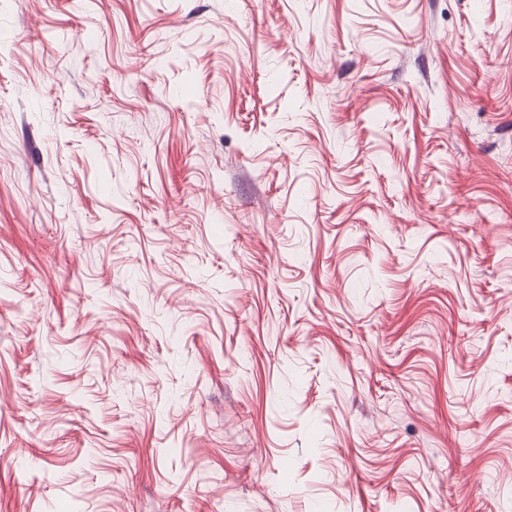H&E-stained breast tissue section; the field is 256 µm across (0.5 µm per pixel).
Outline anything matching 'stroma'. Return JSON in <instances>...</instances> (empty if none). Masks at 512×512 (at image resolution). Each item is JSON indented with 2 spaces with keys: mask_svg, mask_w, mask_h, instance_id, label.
Instances as JSON below:
<instances>
[{
  "mask_svg": "<svg viewBox=\"0 0 512 512\" xmlns=\"http://www.w3.org/2000/svg\"><path fill=\"white\" fill-rule=\"evenodd\" d=\"M0 512H512V0H0Z\"/></svg>",
  "mask_w": 512,
  "mask_h": 512,
  "instance_id": "35a3bbf8",
  "label": "stroma"
}]
</instances>
